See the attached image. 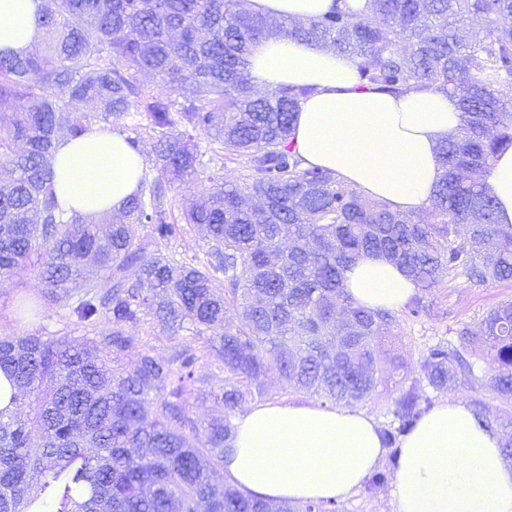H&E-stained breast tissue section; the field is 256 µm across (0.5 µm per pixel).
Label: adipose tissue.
Here are the masks:
<instances>
[{"instance_id": "adipose-tissue-1", "label": "adipose tissue", "mask_w": 512, "mask_h": 512, "mask_svg": "<svg viewBox=\"0 0 512 512\" xmlns=\"http://www.w3.org/2000/svg\"><path fill=\"white\" fill-rule=\"evenodd\" d=\"M334 0H248L250 9L295 20L330 10ZM37 0H0V51L30 47L40 33ZM249 73L274 89L306 86L293 144L305 165L335 173L371 201L421 212L441 169L438 143L462 116L435 90L390 96L361 88L354 58L291 38L259 44ZM56 194L62 205L97 218L117 213L139 187L143 156L124 136L94 126L56 145ZM487 181L499 223L512 224V148L496 156ZM353 300L401 308L416 288L398 267L366 257L346 274ZM224 475L239 489L271 500L344 502L356 495L386 454L380 426L355 407L277 400L236 420ZM496 430L478 423L464 400L441 398L401 441L389 487L392 512H512V466Z\"/></svg>"}]
</instances>
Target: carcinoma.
Returning a JSON list of instances; mask_svg holds the SVG:
<instances>
[{
  "label": "carcinoma",
  "mask_w": 512,
  "mask_h": 512,
  "mask_svg": "<svg viewBox=\"0 0 512 512\" xmlns=\"http://www.w3.org/2000/svg\"><path fill=\"white\" fill-rule=\"evenodd\" d=\"M464 16L482 21L467 38L458 34ZM35 24L43 47L0 54V111L10 117L0 129V287L36 259L45 282L62 288L77 281L82 259L111 285L83 290L72 313L86 324L103 317L112 331L82 345L0 336V369L19 391L16 408L0 411V512H339L334 502L246 496L226 482L236 413L265 396L272 373L284 390L325 404L372 398L379 344L397 315L347 294L345 274L364 257L414 281L404 309L416 320L431 315L432 293L447 279L475 287L512 280V225L496 222L487 183L497 154L512 147V0H369L366 15L344 2L306 21L254 13L242 0H41ZM270 37L355 57L362 88H432L456 101L462 124L439 146L443 173L422 213L393 212L304 166L293 130L313 89L262 92L247 75ZM141 73L173 95L144 92ZM79 101L114 123L144 114L158 135L154 164L175 181L197 174L202 135L240 167L232 182L214 166L209 187L182 203L184 223L204 231L203 261L149 251L181 233L158 181L142 179L117 218L60 207L55 141L92 126L72 109ZM100 224L109 225L104 235ZM133 266L138 280L129 285ZM146 321L174 333L188 324L192 342L165 356L148 347L127 367L142 343L127 328ZM215 327L224 334L205 335ZM457 335L456 345L426 348L420 378L388 407L381 436L390 453L367 492L398 467L401 439L432 405L426 389L457 383L512 399V302ZM484 350L498 363L487 381L467 358ZM202 361L224 373V420L206 425L188 405ZM472 404L479 422L506 430L511 461L512 419L481 397Z\"/></svg>",
  "instance_id": "carcinoma-1"
}]
</instances>
